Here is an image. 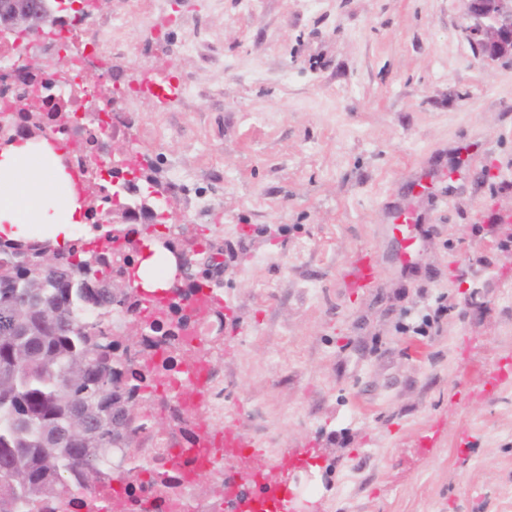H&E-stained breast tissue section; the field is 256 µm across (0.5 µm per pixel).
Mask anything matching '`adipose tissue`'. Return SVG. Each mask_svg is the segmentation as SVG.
Listing matches in <instances>:
<instances>
[{
  "instance_id": "1",
  "label": "adipose tissue",
  "mask_w": 512,
  "mask_h": 512,
  "mask_svg": "<svg viewBox=\"0 0 512 512\" xmlns=\"http://www.w3.org/2000/svg\"><path fill=\"white\" fill-rule=\"evenodd\" d=\"M86 217L47 141L22 138L0 151V237H37L61 250Z\"/></svg>"
}]
</instances>
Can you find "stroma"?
<instances>
[{
  "instance_id": "obj_1",
  "label": "stroma",
  "mask_w": 512,
  "mask_h": 512,
  "mask_svg": "<svg viewBox=\"0 0 512 512\" xmlns=\"http://www.w3.org/2000/svg\"><path fill=\"white\" fill-rule=\"evenodd\" d=\"M98 10L122 44L88 81L166 87L128 100L113 154L132 146L169 223L224 250V411L203 421L286 468L296 512H512V379L487 385L512 364V60L467 39L468 0ZM409 202L406 268L391 223ZM362 250L379 274L354 295ZM394 229L402 232L404 240L407 245L401 252V259L405 265L413 263V250L412 247L417 243L419 238V225L415 219V213L412 210H403L397 213L394 218ZM378 262L369 252L358 253L353 257L343 274L345 288L357 294L366 288H371L378 277Z\"/></svg>"
}]
</instances>
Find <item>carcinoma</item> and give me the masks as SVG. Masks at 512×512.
<instances>
[{"label":"carcinoma","instance_id":"carcinoma-1","mask_svg":"<svg viewBox=\"0 0 512 512\" xmlns=\"http://www.w3.org/2000/svg\"><path fill=\"white\" fill-rule=\"evenodd\" d=\"M206 250L188 278L223 274L221 248ZM99 263L0 239V512L66 496L67 470H97L105 449L137 448L156 425L135 389L114 385L141 334L130 330L123 347L107 339L129 286Z\"/></svg>","mask_w":512,"mask_h":512}]
</instances>
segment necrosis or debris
Wrapping results in <instances>:
<instances>
[{"label": "necrosis or debris", "instance_id": "4bbe7bcc", "mask_svg": "<svg viewBox=\"0 0 512 512\" xmlns=\"http://www.w3.org/2000/svg\"><path fill=\"white\" fill-rule=\"evenodd\" d=\"M88 27L96 29L95 41L71 54L78 33ZM119 42L116 25L100 20L94 0H85L83 12L64 17L38 41L39 50L57 56L58 69L31 70L26 63L29 45L0 43V117L7 121V133L23 137L38 124L49 135H63L73 172L93 182L112 150L85 117L91 113L108 118L124 111L134 86L110 77V94L104 97L86 75L100 49ZM195 294L189 284H173L170 308L155 318L164 336H149L129 351V371L140 378L139 395L166 422L165 429L148 431L140 440L144 471L122 464L121 451L106 452L97 475L71 479L64 499L42 502L36 512H101L115 498L123 501L124 512H226L224 501L196 492L200 478L224 475L223 455L198 445L201 411L224 404L210 357L212 335L222 327L224 316L212 311L198 317L190 307ZM151 469L165 470V486L148 485Z\"/></svg>", "mask_w": 512, "mask_h": 512}]
</instances>
